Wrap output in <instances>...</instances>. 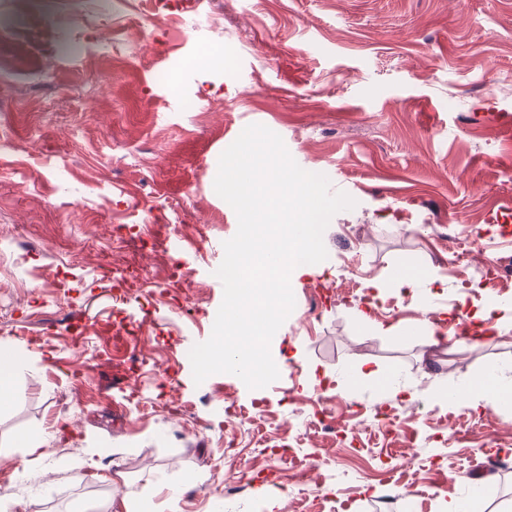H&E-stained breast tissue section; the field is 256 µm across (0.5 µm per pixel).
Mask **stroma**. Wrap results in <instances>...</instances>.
Here are the masks:
<instances>
[{
	"instance_id": "35a3bbf8",
	"label": "stroma",
	"mask_w": 512,
	"mask_h": 512,
	"mask_svg": "<svg viewBox=\"0 0 512 512\" xmlns=\"http://www.w3.org/2000/svg\"><path fill=\"white\" fill-rule=\"evenodd\" d=\"M0 0V406L13 512H444L512 507V403L441 389L512 368V330L459 327L512 251V0ZM332 173L327 260L291 281L279 378L195 384L238 227L214 190L248 125ZM195 268L192 288L170 274ZM427 270L412 288L392 272ZM443 345L432 343L433 336ZM392 378L391 388L368 371ZM333 396L343 439L314 402ZM242 419L224 447L225 403ZM40 438L27 454L20 436ZM290 440L301 466L255 438ZM96 459L97 470L87 466ZM245 472L240 492L225 482Z\"/></svg>"
}]
</instances>
